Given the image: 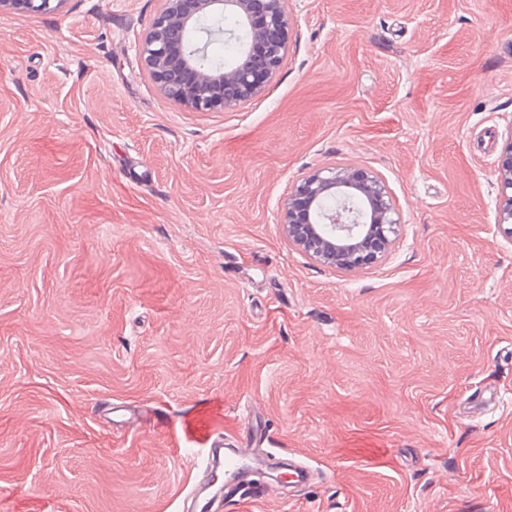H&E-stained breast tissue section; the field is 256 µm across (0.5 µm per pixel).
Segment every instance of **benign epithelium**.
I'll return each mask as SVG.
<instances>
[{"instance_id":"1","label":"benign epithelium","mask_w":512,"mask_h":512,"mask_svg":"<svg viewBox=\"0 0 512 512\" xmlns=\"http://www.w3.org/2000/svg\"><path fill=\"white\" fill-rule=\"evenodd\" d=\"M67 0H0V13H52ZM139 52L146 74L171 104L196 112L233 110L258 96L289 50L287 0H158ZM236 18L248 33L233 64L204 63L211 42L223 38L205 20ZM496 224L512 238V128L498 160ZM336 197V206L321 201ZM288 241L341 271L377 263L393 242L399 220L385 181L356 165L327 166L294 182L279 213Z\"/></svg>"}]
</instances>
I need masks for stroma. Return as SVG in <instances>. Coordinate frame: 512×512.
<instances>
[{"label":"stroma","mask_w":512,"mask_h":512,"mask_svg":"<svg viewBox=\"0 0 512 512\" xmlns=\"http://www.w3.org/2000/svg\"><path fill=\"white\" fill-rule=\"evenodd\" d=\"M157 8L0 14V512H182L189 430L314 471L210 512H512V0H288L276 76L223 112L144 74ZM330 164L391 192L368 269L278 222ZM497 176L500 184V201L496 212V224L507 229L512 239V127L505 137V143L498 160Z\"/></svg>","instance_id":"1"}]
</instances>
